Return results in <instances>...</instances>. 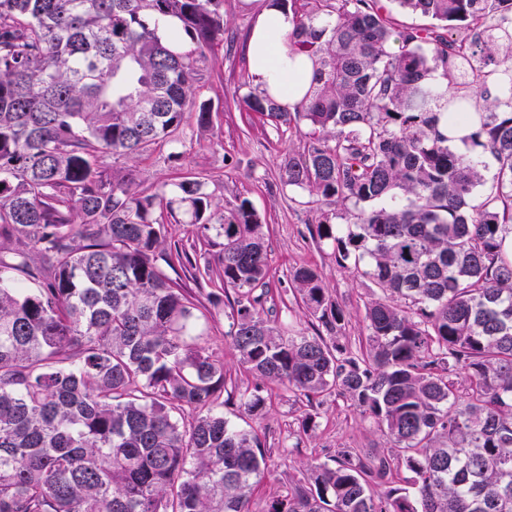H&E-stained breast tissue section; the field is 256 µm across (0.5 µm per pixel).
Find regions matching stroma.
Segmentation results:
<instances>
[{
	"label": "stroma",
	"instance_id": "35a3bbf8",
	"mask_svg": "<svg viewBox=\"0 0 512 512\" xmlns=\"http://www.w3.org/2000/svg\"><path fill=\"white\" fill-rule=\"evenodd\" d=\"M263 0H224V40L200 62L196 106L212 112L209 129H200L196 114L186 112L179 136L128 158H105L107 173L135 170L140 191L154 193L173 190L181 177L202 173L207 189L219 207H229L248 199L263 222L272 277L260 308L263 318L287 325L292 333L311 334L312 318L302 306L292 272L309 265L320 274L330 301L338 303L346 315L345 333L358 341L366 333L365 307L376 289L371 280L357 271L353 261L338 260L334 244L312 239L309 229L321 213L310 204L306 190L285 185L283 161L288 154H301L309 139L304 131L276 128L259 115L246 110L242 98L255 83L251 78L246 43L255 14ZM167 253H188L193 267L218 270L222 240L215 229L187 223L183 213L165 220ZM193 268L176 266L171 276L206 305L200 329L213 354L224 361V403L226 419L254 431L267 450V472L249 501L250 512H264L267 502L289 482L309 475L310 466L326 460L338 449L349 450L362 461H370L384 448L388 438L376 424L360 414L344 398L329 396L309 405L298 394L274 385H258L245 372L239 355L224 332L234 291H221L216 280H195ZM260 387L266 399L262 415L255 419L240 413L238 392ZM314 412L315 424L303 429L307 412Z\"/></svg>",
	"mask_w": 512,
	"mask_h": 512
}]
</instances>
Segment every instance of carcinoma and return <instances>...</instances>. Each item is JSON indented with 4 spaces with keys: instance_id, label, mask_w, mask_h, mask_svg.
Listing matches in <instances>:
<instances>
[{
    "instance_id": "carcinoma-1",
    "label": "carcinoma",
    "mask_w": 512,
    "mask_h": 512,
    "mask_svg": "<svg viewBox=\"0 0 512 512\" xmlns=\"http://www.w3.org/2000/svg\"><path fill=\"white\" fill-rule=\"evenodd\" d=\"M276 2L310 90L292 112L258 87L243 103L308 128L284 181L345 209L346 226L323 214L315 233L367 262L379 294L356 352L309 266L293 281L321 330L264 319L270 264L243 199L218 220L238 294L224 336L259 380L309 403L336 392L392 447L371 465L337 452L266 512H512V0H395L430 26L397 24L382 0ZM223 5L0 0V241L17 244L0 261V512H249L265 448L217 409L224 362L162 267L164 213L210 224L212 194L198 177L145 194L101 170L180 129ZM162 18L179 29L164 36ZM467 121L472 149L450 147L441 127Z\"/></svg>"
}]
</instances>
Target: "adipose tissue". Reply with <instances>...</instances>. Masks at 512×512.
Segmentation results:
<instances>
[{
    "instance_id": "ef3b65f1",
    "label": "adipose tissue",
    "mask_w": 512,
    "mask_h": 512,
    "mask_svg": "<svg viewBox=\"0 0 512 512\" xmlns=\"http://www.w3.org/2000/svg\"><path fill=\"white\" fill-rule=\"evenodd\" d=\"M293 27L291 13L266 0L256 14L248 44L249 68L256 85L269 89L281 107L294 109L309 85L312 63L290 57L285 38Z\"/></svg>"
}]
</instances>
